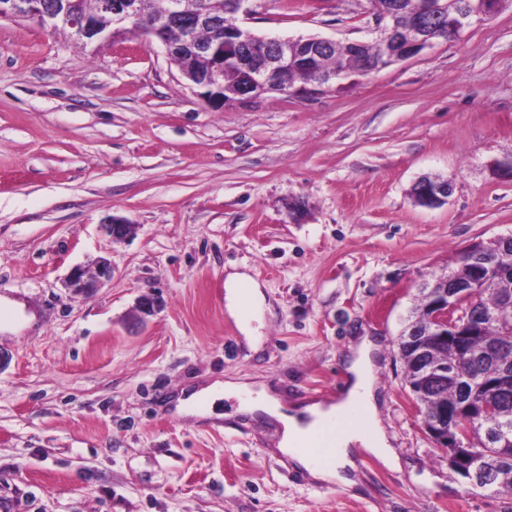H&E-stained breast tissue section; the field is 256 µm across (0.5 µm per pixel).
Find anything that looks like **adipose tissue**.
Wrapping results in <instances>:
<instances>
[{
	"instance_id": "obj_1",
	"label": "adipose tissue",
	"mask_w": 512,
	"mask_h": 512,
	"mask_svg": "<svg viewBox=\"0 0 512 512\" xmlns=\"http://www.w3.org/2000/svg\"><path fill=\"white\" fill-rule=\"evenodd\" d=\"M379 349L375 339L367 333L357 336L349 347L346 358L347 384L340 401L329 405L319 403L289 408L266 385L252 387L248 382H214L199 389L182 392L177 399V414L194 413L197 400H215L223 394L255 391V398L242 405L243 412L261 415L279 427V451L303 467L310 477L328 483L350 484L351 473L357 469L358 451H365L379 458L391 469L397 468L398 457L390 447L378 413L375 392V360ZM357 411L361 427L343 431L336 439V456L327 464L315 463V449L306 447V440L316 428L331 416Z\"/></svg>"
}]
</instances>
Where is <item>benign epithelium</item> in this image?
Masks as SVG:
<instances>
[{
    "instance_id": "1",
    "label": "benign epithelium",
    "mask_w": 512,
    "mask_h": 512,
    "mask_svg": "<svg viewBox=\"0 0 512 512\" xmlns=\"http://www.w3.org/2000/svg\"><path fill=\"white\" fill-rule=\"evenodd\" d=\"M420 7L412 13V25L406 36H401L397 18L402 9L400 3H389L376 13L380 40L386 52L374 58L358 71L342 70L325 73L315 69L319 55L330 54L336 48H346L359 53L363 41L346 44L323 37L300 40L290 37H259L250 29L238 25L230 32L217 31L210 41L201 42L196 30L209 22L208 0H168L164 14L147 29L148 44L159 43L170 60H190L196 55L209 58L204 72H192L179 68L199 95L214 106H224L228 101L224 94V70L235 67L245 74V83L236 92V101L251 103L268 93L304 97L323 92L339 81L381 71L392 64L417 56L431 47L435 38L426 26V18L448 17V24L440 28L442 40H454L476 21L492 19L504 7H512V0H419ZM0 19L31 22L43 29L58 31L68 29L85 45H100L121 38L125 31L141 19L137 0H97L92 11L80 10L76 0H60L52 12L44 8L42 0H0ZM179 26L185 36L176 44L169 39V28ZM315 71L313 79L297 85L291 78L295 70ZM452 181L443 177H423L413 186L415 201L424 207H438L448 201L452 193ZM133 224L125 219L114 218L104 225L105 233L114 240L126 238ZM512 246V234L500 236L492 244L479 243L463 253L462 267L470 268V276L464 278L458 271H450L431 283L419 288V303L423 304V320L400 334L399 344L409 345L418 358L413 382L408 384L411 393L423 402L430 394L447 383L446 371L430 359L426 337H433L438 347H449L456 355L465 356L470 343L481 327V321L489 319L500 323L512 318L491 312H482L468 320L461 318V310L469 305L479 289L490 283L492 273L509 282L512 274L498 267V258ZM112 263L102 260L93 274L75 267L67 277V285L76 293L98 288L112 279ZM484 386L491 393L503 394L512 390V382L496 374L488 375ZM494 408L483 402H467L443 399L438 416L423 415V427L436 447L448 453V467L472 487H483L496 482V467L482 463L483 449L474 447L471 432L474 423L491 414Z\"/></svg>"
}]
</instances>
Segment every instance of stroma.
I'll return each mask as SVG.
<instances>
[{"instance_id":"stroma-1","label":"stroma","mask_w":512,"mask_h":512,"mask_svg":"<svg viewBox=\"0 0 512 512\" xmlns=\"http://www.w3.org/2000/svg\"><path fill=\"white\" fill-rule=\"evenodd\" d=\"M264 37L375 42L371 0H255ZM512 12L312 97L214 107L136 38L78 46L0 20V512H512L461 485L426 434L397 341L419 287L512 233ZM424 175L453 181L416 205ZM301 211H294V204ZM135 224L115 243L101 224ZM114 268L86 294L73 267ZM263 294L247 338L226 282ZM157 301L142 314V297ZM358 333L378 337L398 469L303 477L275 425L181 391L249 379L335 401ZM452 188L448 177H422L414 184L412 194L419 205L433 208L447 203Z\"/></svg>"}]
</instances>
